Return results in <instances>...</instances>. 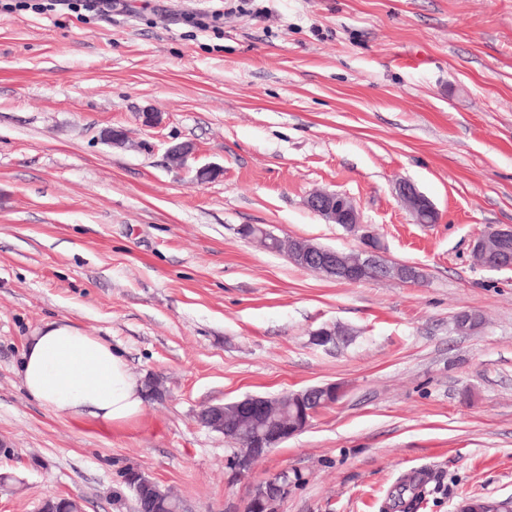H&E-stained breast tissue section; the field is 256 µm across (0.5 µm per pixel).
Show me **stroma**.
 <instances>
[{
    "instance_id": "35a3bbf8",
    "label": "stroma",
    "mask_w": 512,
    "mask_h": 512,
    "mask_svg": "<svg viewBox=\"0 0 512 512\" xmlns=\"http://www.w3.org/2000/svg\"><path fill=\"white\" fill-rule=\"evenodd\" d=\"M32 2L0 0V512L54 495L133 512L113 496L129 467L187 512H244L282 471L276 512H384L415 469L419 512L512 501V270L470 252L512 225V0ZM214 14L218 32L186 22ZM180 142L195 153L177 167ZM202 165L223 174L196 183ZM400 177L440 223L413 222ZM318 188L352 197L423 279L337 282L241 236L358 248L307 208ZM462 309L483 328L456 332ZM49 323L110 343L162 398L112 430L42 406L20 369ZM335 325L344 341L312 343ZM328 382L342 398L242 479L234 443L197 420Z\"/></svg>"
}]
</instances>
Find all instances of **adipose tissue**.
<instances>
[{"label":"adipose tissue","instance_id":"ef3b65f1","mask_svg":"<svg viewBox=\"0 0 512 512\" xmlns=\"http://www.w3.org/2000/svg\"><path fill=\"white\" fill-rule=\"evenodd\" d=\"M27 394L55 414L102 428L136 421L144 386L110 344L72 325H46L29 340L22 366Z\"/></svg>","mask_w":512,"mask_h":512}]
</instances>
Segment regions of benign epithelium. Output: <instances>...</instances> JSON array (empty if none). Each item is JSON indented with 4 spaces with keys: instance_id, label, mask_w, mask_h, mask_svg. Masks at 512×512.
<instances>
[{
    "instance_id": "benign-epithelium-1",
    "label": "benign epithelium",
    "mask_w": 512,
    "mask_h": 512,
    "mask_svg": "<svg viewBox=\"0 0 512 512\" xmlns=\"http://www.w3.org/2000/svg\"><path fill=\"white\" fill-rule=\"evenodd\" d=\"M170 161L182 166L193 155V149L187 145L174 144L167 150ZM395 194L404 208L414 218V223L422 225L437 224L439 212L416 185L409 180H401L395 185ZM307 207L313 213L332 224H339L356 236L360 246L356 249L340 251L313 244L294 237H279L260 225L243 226L241 235L259 243L267 250L283 249L288 258L303 267H314L324 276L342 282L399 281L408 282V278H420L418 266L410 263L391 262L381 254L379 239L372 225L361 220L354 201L347 195L320 190L312 193ZM470 250L476 262L489 269H512V225L491 226L475 236ZM458 329L473 332L482 326V319L475 313L461 312L456 317ZM343 393V387L337 383L314 386L293 395L297 407L295 417L284 425H279L274 416L276 405L267 397L248 396L230 404V409L222 405L204 409L199 420L213 431L226 435L234 434L239 427H251L246 449L234 459L233 469L242 475L259 459L292 436L308 428L318 414L327 405L336 403ZM122 483L136 482L141 490L148 491L153 499L172 495L137 468L126 470L121 475ZM288 472H280L266 484L256 488L249 496L245 512H270L272 504L281 499L288 491ZM74 498L48 497L41 503L39 512H71Z\"/></svg>"
}]
</instances>
